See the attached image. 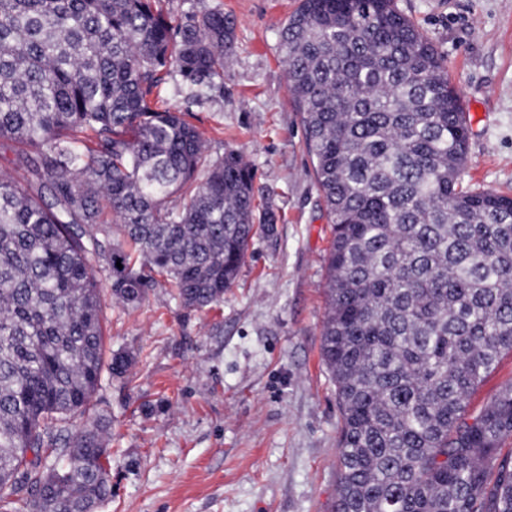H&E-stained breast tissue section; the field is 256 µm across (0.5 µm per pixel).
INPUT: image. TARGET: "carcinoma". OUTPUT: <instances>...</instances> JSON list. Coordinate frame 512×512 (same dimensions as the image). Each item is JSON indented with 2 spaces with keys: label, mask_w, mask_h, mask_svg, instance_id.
Returning a JSON list of instances; mask_svg holds the SVG:
<instances>
[{
  "label": "carcinoma",
  "mask_w": 512,
  "mask_h": 512,
  "mask_svg": "<svg viewBox=\"0 0 512 512\" xmlns=\"http://www.w3.org/2000/svg\"><path fill=\"white\" fill-rule=\"evenodd\" d=\"M234 35L205 5L0 0V139L20 145L0 173V506L26 490L33 512H95L112 492L105 428L84 415L133 357L106 354L100 264L122 303L161 279L202 309L276 221L238 150L211 157L152 101L176 75L190 97L219 88ZM280 50L333 224V512H512V383L467 409L512 353V196L459 187L461 96L395 0H300Z\"/></svg>",
  "instance_id": "1"
}]
</instances>
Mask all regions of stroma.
Instances as JSON below:
<instances>
[{
    "instance_id": "stroma-1",
    "label": "stroma",
    "mask_w": 512,
    "mask_h": 512,
    "mask_svg": "<svg viewBox=\"0 0 512 512\" xmlns=\"http://www.w3.org/2000/svg\"><path fill=\"white\" fill-rule=\"evenodd\" d=\"M236 20L222 90L160 97L210 154L241 151L273 232L257 231L223 301L186 308L172 288L136 308L101 271L106 350L89 419L107 423L112 495L97 512H332L341 412L320 357L330 224L288 92L279 34L299 0H206ZM433 42L470 126L461 185L512 194V0H395Z\"/></svg>"
}]
</instances>
